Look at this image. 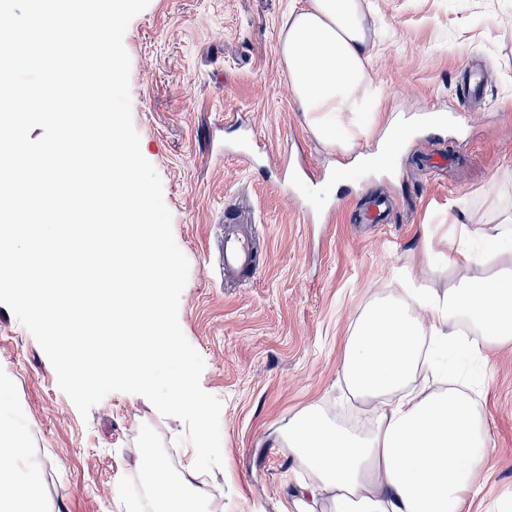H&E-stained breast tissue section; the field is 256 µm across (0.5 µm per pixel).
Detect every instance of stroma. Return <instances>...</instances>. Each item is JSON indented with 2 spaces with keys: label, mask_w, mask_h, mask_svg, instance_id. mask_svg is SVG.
Here are the masks:
<instances>
[{
  "label": "stroma",
  "mask_w": 512,
  "mask_h": 512,
  "mask_svg": "<svg viewBox=\"0 0 512 512\" xmlns=\"http://www.w3.org/2000/svg\"><path fill=\"white\" fill-rule=\"evenodd\" d=\"M377 36L372 73L383 95L354 118L360 149L375 150L394 115L425 120L387 165L355 166L309 129L279 54L283 22L302 0H150L129 23L132 120L155 167L174 239L190 270L178 318L202 356L200 384L223 402L221 512H282L301 478L280 444L311 404L351 412L337 386L349 326L376 295L462 277L446 257L458 227L512 217V0H369ZM484 72L481 99L460 102L468 64ZM248 149L253 166L236 155ZM316 179L296 185L284 157ZM344 184H336V173ZM315 212L303 221L299 195ZM396 201L388 223L361 220L373 197ZM255 234L259 265L225 283L224 227ZM435 258L424 263L423 240ZM484 377L495 455L471 512H512V350ZM0 407L27 435L20 471H35L53 512H126L121 477L134 475L149 424L185 473V424L144 396L113 392L81 417L32 334L0 304Z\"/></svg>",
  "instance_id": "stroma-1"
}]
</instances>
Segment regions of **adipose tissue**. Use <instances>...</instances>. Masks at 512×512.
<instances>
[{
	"label": "adipose tissue",
	"instance_id": "ef3b65f1",
	"mask_svg": "<svg viewBox=\"0 0 512 512\" xmlns=\"http://www.w3.org/2000/svg\"><path fill=\"white\" fill-rule=\"evenodd\" d=\"M366 0H307L289 13L279 53L315 137L343 151L357 143L346 114L378 97ZM483 249L459 247L450 266L465 277L442 289L398 288L371 300L345 340L341 383L362 426L312 405L289 419L281 441L307 480L284 512H471L493 454L482 376L448 371L437 387L436 353L486 366L512 348V223L488 225ZM24 431L0 419V512H46L36 474L21 473Z\"/></svg>",
	"mask_w": 512,
	"mask_h": 512
}]
</instances>
